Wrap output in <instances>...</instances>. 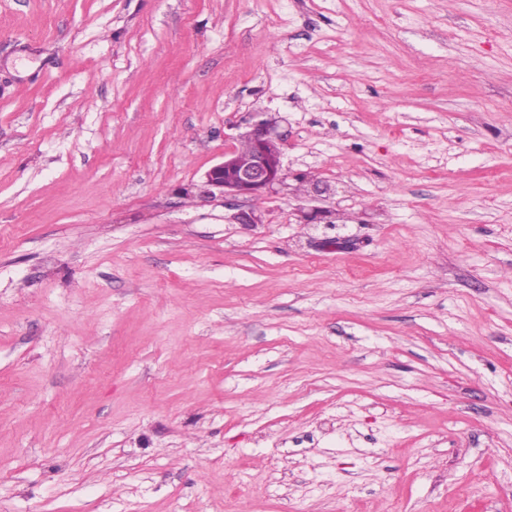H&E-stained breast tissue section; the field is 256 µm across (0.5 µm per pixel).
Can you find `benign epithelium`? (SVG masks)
Returning a JSON list of instances; mask_svg holds the SVG:
<instances>
[{"label":"benign epithelium","instance_id":"benign-epithelium-1","mask_svg":"<svg viewBox=\"0 0 512 512\" xmlns=\"http://www.w3.org/2000/svg\"><path fill=\"white\" fill-rule=\"evenodd\" d=\"M239 141L250 145L249 155L243 158L236 149L224 153L222 161L205 172L199 187L201 197L254 200L284 184L287 173L281 160L280 139L268 120H253L239 135Z\"/></svg>","mask_w":512,"mask_h":512}]
</instances>
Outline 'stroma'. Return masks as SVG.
Here are the masks:
<instances>
[{
    "mask_svg": "<svg viewBox=\"0 0 512 512\" xmlns=\"http://www.w3.org/2000/svg\"><path fill=\"white\" fill-rule=\"evenodd\" d=\"M0 512H512V0H0ZM256 119L238 140L250 145V153L242 158L238 149L225 152L222 161L204 174L199 187L203 198L258 199L283 185L287 173L281 160L280 139L267 119Z\"/></svg>",
    "mask_w": 512,
    "mask_h": 512,
    "instance_id": "stroma-1",
    "label": "stroma"
}]
</instances>
